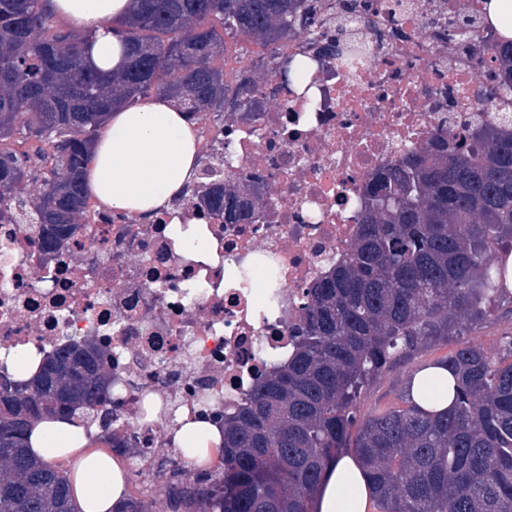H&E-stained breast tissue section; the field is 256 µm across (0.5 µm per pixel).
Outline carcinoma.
Here are the masks:
<instances>
[{
    "label": "carcinoma",
    "mask_w": 512,
    "mask_h": 512,
    "mask_svg": "<svg viewBox=\"0 0 512 512\" xmlns=\"http://www.w3.org/2000/svg\"><path fill=\"white\" fill-rule=\"evenodd\" d=\"M121 24L124 70L92 65L87 35L56 24L43 0H0V216L42 225L55 249L92 207L84 177L112 111L154 94L190 120L260 112L255 71L228 81L214 60L224 35L270 48L284 81L298 77L278 46L308 37L316 0H135ZM512 78V41L497 42ZM46 138L53 165L37 170L7 146ZM227 224H250L257 202L229 178L197 192ZM512 131L470 122L460 144L435 142L393 165L367 193L350 256L306 292L288 363L224 415L219 465L189 484L168 478V512H311L330 461L350 449L367 464L379 512H512V336L495 358L462 337L512 298ZM454 341L442 362L457 376L444 414L411 404L357 420L356 400L387 366L424 345ZM100 354L74 344L24 383L0 375V512H77L72 480L26 448L44 416L80 414L112 445Z\"/></svg>",
    "instance_id": "obj_1"
}]
</instances>
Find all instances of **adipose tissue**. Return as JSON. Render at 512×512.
<instances>
[{
  "instance_id": "1",
  "label": "adipose tissue",
  "mask_w": 512,
  "mask_h": 512,
  "mask_svg": "<svg viewBox=\"0 0 512 512\" xmlns=\"http://www.w3.org/2000/svg\"><path fill=\"white\" fill-rule=\"evenodd\" d=\"M46 6L87 33L99 67L119 66L122 47L116 24L129 15L131 0H47ZM200 157V141L181 104L151 98L113 112L107 131L94 144L85 182L100 204L141 221L170 209L193 182ZM409 382L410 398L421 409L443 412L452 406L455 378L444 365H428L412 373ZM423 383L438 385L436 401L421 396ZM30 442L36 458L70 464L80 512H114L127 497L124 463L108 450L92 447L86 429L76 420H42ZM372 499L366 467L348 452L327 467L315 512H368Z\"/></svg>"
}]
</instances>
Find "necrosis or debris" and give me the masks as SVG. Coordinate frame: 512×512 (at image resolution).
I'll list each match as a JSON object with an SVG mask.
<instances>
[{"label": "necrosis or debris", "mask_w": 512, "mask_h": 512, "mask_svg": "<svg viewBox=\"0 0 512 512\" xmlns=\"http://www.w3.org/2000/svg\"><path fill=\"white\" fill-rule=\"evenodd\" d=\"M483 0H371L353 9L352 58L296 42L298 85L259 76L263 112L224 117V166L198 182L262 172L259 218L227 224L194 197L144 223L98 210L52 252L28 224L0 225V351L41 367L86 342L104 354L112 431L176 447L186 423L242 407L257 378L287 362L307 288L359 238L368 190L406 153L477 103L512 112Z\"/></svg>", "instance_id": "obj_1"}]
</instances>
